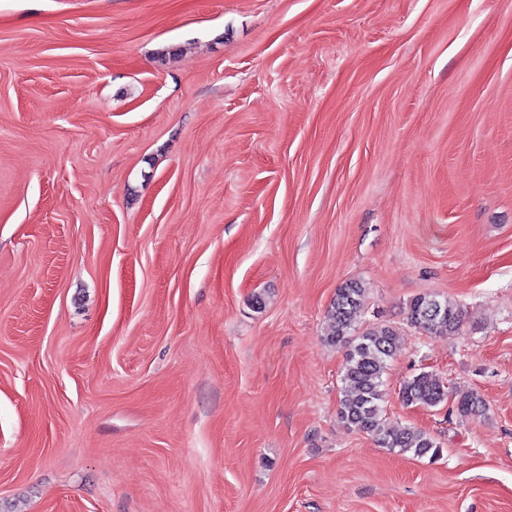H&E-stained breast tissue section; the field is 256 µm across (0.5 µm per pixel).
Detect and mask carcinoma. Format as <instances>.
<instances>
[{
  "label": "carcinoma",
  "mask_w": 512,
  "mask_h": 512,
  "mask_svg": "<svg viewBox=\"0 0 512 512\" xmlns=\"http://www.w3.org/2000/svg\"><path fill=\"white\" fill-rule=\"evenodd\" d=\"M365 293L362 284L348 281L336 289L326 312L324 341L346 349L338 414L348 426L372 436L381 448L435 460L442 448L431 435L415 427L392 428L384 419V376L396 352L397 334L387 325L357 328ZM407 318L412 326L435 336L455 334L462 325L456 305L431 295L414 298ZM400 395L406 406L432 408L446 403L449 412L461 417L486 411L479 392L449 388L427 372L404 381Z\"/></svg>",
  "instance_id": "cac0c4a2"
}]
</instances>
